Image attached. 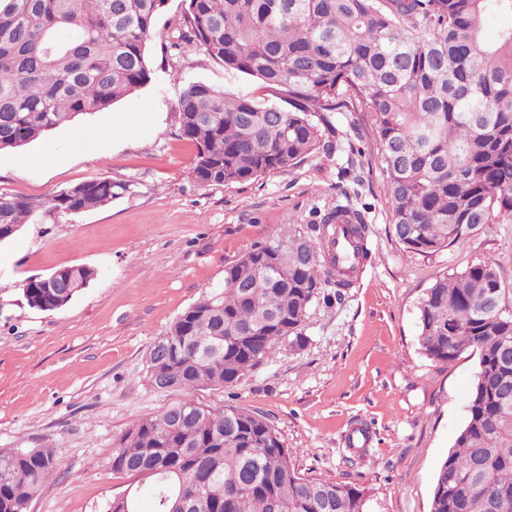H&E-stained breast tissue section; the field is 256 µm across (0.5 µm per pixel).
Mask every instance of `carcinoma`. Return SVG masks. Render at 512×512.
<instances>
[{"label": "carcinoma", "mask_w": 512, "mask_h": 512, "mask_svg": "<svg viewBox=\"0 0 512 512\" xmlns=\"http://www.w3.org/2000/svg\"><path fill=\"white\" fill-rule=\"evenodd\" d=\"M168 0H0V150L23 147L84 114L104 112L151 81L147 43ZM175 44L192 45L227 73L259 80L284 105L188 80L176 105L182 138L196 146L189 178L232 185L295 168L311 155L362 156L359 119L376 136L374 163L387 186L399 244L437 253L481 224L512 222V27L493 43L488 12L512 0H183ZM347 125L354 136L342 130ZM128 183L79 182L44 199L0 193V243L47 208L106 207ZM369 258L366 208L336 201L318 220L256 244L224 267V281L168 331L161 371L173 389L231 388L272 360L281 344L303 348L304 319L353 285L336 269V224ZM22 285L26 304L67 306L95 272L54 271ZM497 263L482 260L437 279L419 298L418 342L447 365L478 355L466 420L434 480L431 512H512V305ZM112 472L151 482L154 512H364L363 491L297 473L262 415L194 400L135 421ZM50 448L0 449V512L25 505L57 473ZM107 512H139L135 496Z\"/></svg>", "instance_id": "obj_1"}]
</instances>
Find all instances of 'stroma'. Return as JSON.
<instances>
[{"label": "stroma", "instance_id": "35a3bbf8", "mask_svg": "<svg viewBox=\"0 0 512 512\" xmlns=\"http://www.w3.org/2000/svg\"><path fill=\"white\" fill-rule=\"evenodd\" d=\"M183 8L169 0L159 17L147 48L152 79L133 97L0 151V192L19 197L46 198L93 178L138 182L104 208L40 213L0 244V448L50 446L59 462L28 512H105L131 486L141 512H151L148 483L113 473L109 460L133 421L189 397L261 414L300 474L362 489L366 512H430L478 358L429 360L418 344V300L440 276L482 259L495 260L512 289V223L481 225L433 255L410 252L392 233L378 169L322 152L255 181L196 187L176 88L193 79L269 97L259 81L226 74L203 51L173 47ZM344 192L367 209L371 258L341 300L310 306L305 347L281 345L229 389H154L152 347L222 284L225 266L285 225L311 223ZM65 266L96 277L59 311L30 308L24 281ZM356 419L372 431L369 447L346 444Z\"/></svg>", "mask_w": 512, "mask_h": 512}]
</instances>
